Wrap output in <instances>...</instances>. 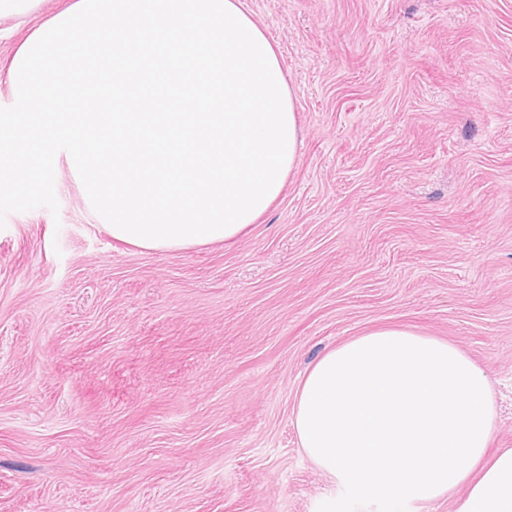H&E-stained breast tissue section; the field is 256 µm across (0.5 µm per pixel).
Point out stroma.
Instances as JSON below:
<instances>
[{"label":"stroma","instance_id":"stroma-1","mask_svg":"<svg viewBox=\"0 0 512 512\" xmlns=\"http://www.w3.org/2000/svg\"><path fill=\"white\" fill-rule=\"evenodd\" d=\"M78 0L0 16L15 59ZM302 132L247 235L113 239L64 154L0 230V512H456L349 497L299 446L304 372L386 326L456 342L512 448V0H242Z\"/></svg>","mask_w":512,"mask_h":512}]
</instances>
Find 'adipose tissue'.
Returning a JSON list of instances; mask_svg holds the SVG:
<instances>
[{
  "instance_id": "obj_1",
  "label": "adipose tissue",
  "mask_w": 512,
  "mask_h": 512,
  "mask_svg": "<svg viewBox=\"0 0 512 512\" xmlns=\"http://www.w3.org/2000/svg\"><path fill=\"white\" fill-rule=\"evenodd\" d=\"M496 420L483 367L398 327L325 351L292 410L305 454L352 496L429 502L463 486L456 512H512V448L491 451Z\"/></svg>"
}]
</instances>
